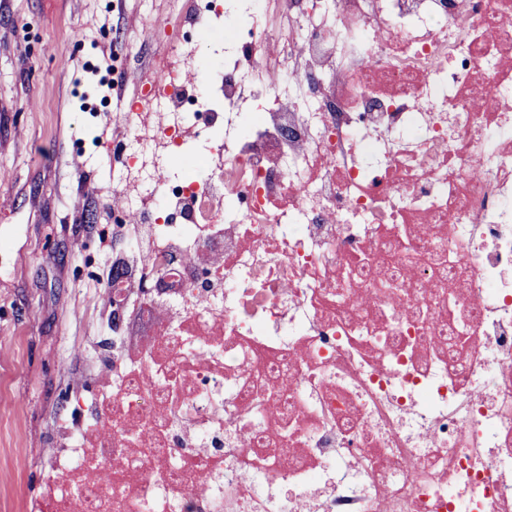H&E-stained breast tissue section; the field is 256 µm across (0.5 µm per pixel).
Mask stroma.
I'll list each match as a JSON object with an SVG mask.
<instances>
[{"mask_svg":"<svg viewBox=\"0 0 512 512\" xmlns=\"http://www.w3.org/2000/svg\"><path fill=\"white\" fill-rule=\"evenodd\" d=\"M172 0H0V512H31L45 488L56 404L97 362V312L112 256V139L92 112L86 61L107 51L128 80L160 54L151 21Z\"/></svg>","mask_w":512,"mask_h":512,"instance_id":"1","label":"stroma"}]
</instances>
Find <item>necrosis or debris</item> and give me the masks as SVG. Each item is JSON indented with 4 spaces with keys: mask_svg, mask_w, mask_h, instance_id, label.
I'll return each mask as SVG.
<instances>
[{
    "mask_svg": "<svg viewBox=\"0 0 512 512\" xmlns=\"http://www.w3.org/2000/svg\"><path fill=\"white\" fill-rule=\"evenodd\" d=\"M233 3L112 131V389L36 512H512V0Z\"/></svg>",
    "mask_w": 512,
    "mask_h": 512,
    "instance_id": "1",
    "label": "necrosis or debris"
}]
</instances>
